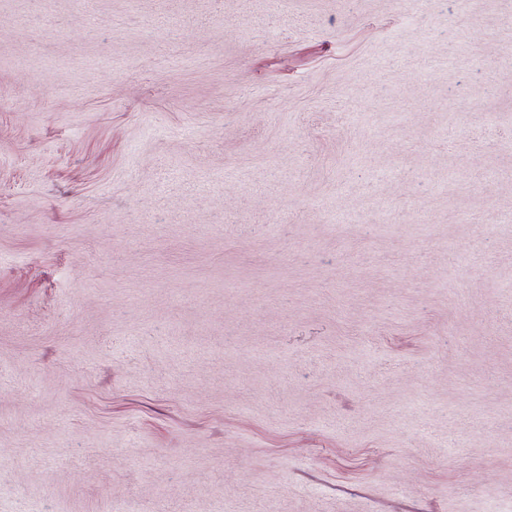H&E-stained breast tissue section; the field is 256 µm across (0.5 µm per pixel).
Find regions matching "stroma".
<instances>
[{
    "label": "stroma",
    "mask_w": 512,
    "mask_h": 512,
    "mask_svg": "<svg viewBox=\"0 0 512 512\" xmlns=\"http://www.w3.org/2000/svg\"><path fill=\"white\" fill-rule=\"evenodd\" d=\"M0 95V512H512V0H0Z\"/></svg>",
    "instance_id": "1"
}]
</instances>
